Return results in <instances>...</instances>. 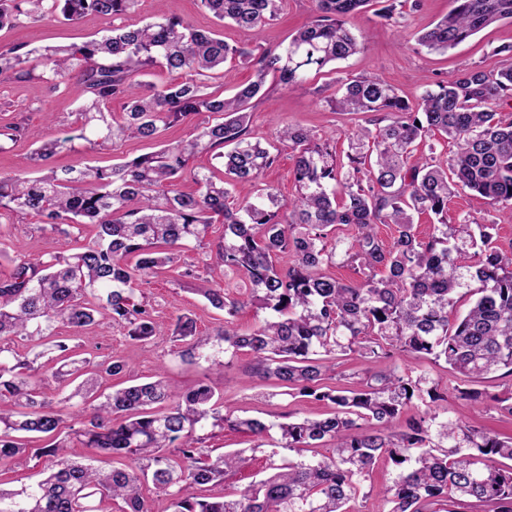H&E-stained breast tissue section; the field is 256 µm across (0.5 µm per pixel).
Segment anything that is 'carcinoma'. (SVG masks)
Here are the masks:
<instances>
[{
	"mask_svg": "<svg viewBox=\"0 0 512 512\" xmlns=\"http://www.w3.org/2000/svg\"><path fill=\"white\" fill-rule=\"evenodd\" d=\"M139 0H0V26L54 16L74 21L94 13L114 20L136 11ZM220 21L258 32L273 20L281 0H200ZM370 0H314L315 17L283 49L256 52L231 47L214 31L177 16L159 15L144 25H118L81 45L0 47V77L38 80L53 89L74 85L80 99L77 122L41 142L29 160L46 162L64 150L116 146L129 139H154L160 129L193 114L215 122L189 140L112 167L49 168L0 177V219L34 214L67 237L91 225L95 237L76 252L47 258L15 253L9 279L0 283V473L32 452L49 458L48 475L32 486L0 483V512H101L96 499L121 501V512H154L141 496L149 480L166 512H352L369 471L381 460L397 468L381 489L390 512H512V436L476 427L448 408V391L476 407L512 416V388L489 394L471 384L498 371L512 377V252L493 242L492 224L468 220L448 224V201L466 188L493 205L512 206V116L499 107L512 101V65L498 70L464 66L456 76L424 91L411 106L380 77L366 75L342 84L329 103L345 112L381 113L350 135L347 162L330 143L299 126H278V141L294 160L298 195L289 201L268 187L235 197L238 183L257 185L278 155L252 141L251 102L270 73L296 90L330 64L365 46L353 21ZM433 27L416 34L429 51L446 52L501 20L512 19V0H452ZM237 60L253 80L232 97L208 91L210 74ZM156 67L184 76L157 86L140 77ZM127 100L112 117L108 104ZM439 136L455 147L451 158L428 156L408 162L414 144ZM228 148L225 180L189 167L192 156ZM191 178L197 189L180 190ZM437 220L428 238L418 236L414 215ZM224 233L208 239L216 220ZM392 224L387 245L377 225ZM348 227L349 238L327 246V229ZM479 234H474V229ZM452 237L480 240L479 260L467 264ZM203 249V267L215 264L243 277L249 295L231 284L205 280L181 261L187 244ZM340 263L363 275L343 281L324 272ZM165 266L177 282L212 308L224 312L216 336L197 331L192 315L176 316L172 334L180 356L223 361L212 349L244 352L252 370L298 390L299 395L336 406L324 419L297 418L278 424L280 447L294 453L238 497H199L194 490L221 484L249 461L246 450L212 455L197 434L209 424L268 436L271 426L256 418L223 413L221 397L205 382L180 390L162 375L112 391L95 405L86 400L98 387L83 365L57 375L81 381L52 408L42 395L33 362L4 346L19 337L36 342L66 327L79 332L115 322L134 342H146L160 327L136 296V285ZM476 295L463 316L452 314L460 291ZM247 305L269 311L243 328L235 322ZM358 354L370 367L359 386L339 390L324 383L338 351ZM427 357L444 362L450 378H430L395 366L374 370L380 358ZM428 396L438 410L400 417L414 400ZM76 441L106 453L133 457L131 470L101 471L72 460ZM333 445L330 456L308 457L317 442Z\"/></svg>",
	"mask_w": 512,
	"mask_h": 512,
	"instance_id": "obj_1",
	"label": "carcinoma"
}]
</instances>
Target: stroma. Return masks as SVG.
<instances>
[{"mask_svg":"<svg viewBox=\"0 0 512 512\" xmlns=\"http://www.w3.org/2000/svg\"><path fill=\"white\" fill-rule=\"evenodd\" d=\"M407 25L399 32L390 22L378 17L376 7H369L355 21L357 29L368 37L364 51L347 60L337 62L335 71L313 78L305 89L291 91L276 76H269L265 94L253 100L249 130L253 140L269 144L275 140V126L299 125L315 131L319 136L334 139L338 155L348 150V137L365 117L361 114L333 111L326 100L335 96L339 80L375 74L399 88L409 100H417L424 90L435 88L439 82L455 77L467 65L497 69L507 60L498 56L499 46L512 44V21L504 20L485 28L456 48L447 52H431L419 46L415 32L435 23L447 14L450 0H398ZM175 15L199 29L218 31L232 46L253 43L274 48L288 43L297 28L314 17L312 0H283L277 17L270 21L259 36L242 32L227 23H220L204 9L200 0H139L129 22L140 24L151 20L157 12ZM112 26V20L89 14L70 23L55 17L28 20L19 27L0 29V46L24 44L30 47L79 44L103 34ZM80 102L74 90H53L37 81H17L0 78V126H25V136L0 150V175H9L19 169L35 146L36 141L61 135L77 119ZM201 116H192L162 130L157 140L144 142L129 140L114 150L85 149L62 153L51 158V165L111 166L136 156L160 150L164 145L192 137ZM466 219L476 224L494 227L496 245L512 251V208L490 204L480 195L463 191L448 204V221L457 223ZM0 241L21 246L32 256H41L63 250L67 239L63 234L43 228L41 217L25 215L0 223ZM173 272H161L150 283L140 285L139 291L162 329L161 336L147 343H135L125 336L123 328L96 326L80 335L62 328L58 337L72 353L101 362L110 358L123 359L127 364L124 378L102 376L99 390L111 392L118 381L145 382L156 374H164L184 389L204 381L216 394L222 396L224 409L237 417H257L272 423L273 428L264 446H256L251 435L231 428H208L204 435L205 447L214 452L247 448L251 455L248 464L224 485L204 488V495L236 497L251 482L267 474V456L277 452L279 460L290 453L279 448L278 423L285 418H323L330 405L307 397L282 394L276 381L254 373L250 358L240 353L224 369H216L203 360L180 358L177 344L169 334L176 314H191L197 329L204 335H215L224 325L223 312L210 307L199 295L183 289L173 280Z\"/></svg>","mask_w":512,"mask_h":512,"instance_id":"1","label":"stroma"}]
</instances>
